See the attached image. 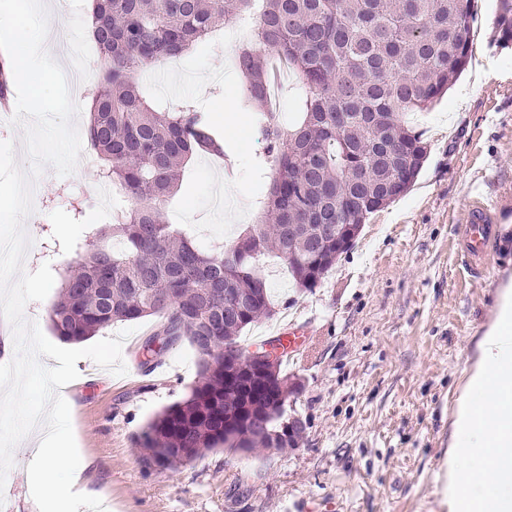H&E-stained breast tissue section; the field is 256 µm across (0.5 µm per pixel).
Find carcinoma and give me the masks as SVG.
<instances>
[{
  "label": "carcinoma",
  "mask_w": 512,
  "mask_h": 512,
  "mask_svg": "<svg viewBox=\"0 0 512 512\" xmlns=\"http://www.w3.org/2000/svg\"><path fill=\"white\" fill-rule=\"evenodd\" d=\"M476 0H93L92 35L103 60L86 138L104 164L99 178L131 207L101 230L103 245L78 246V268L64 277L49 320L55 334L82 342L115 322L159 319L145 337L140 366L186 338L203 357L213 346L237 357L242 333L274 315L257 270L265 255L280 259L295 286L311 291L336 264L309 252L320 224H364L403 195L427 157L424 134L404 120L439 102L471 57ZM496 42L512 45V0H497ZM254 18L236 68L257 113L274 171L264 219L243 232L250 249L228 261L237 244L201 250L166 222L182 169L197 155L224 153L207 113L187 104L158 111L139 78L157 63L210 45L231 19ZM288 67L302 90L299 120L283 124L268 108L269 63ZM376 160L367 185L355 183L360 162ZM248 301V319L224 307V289ZM295 383L276 369L224 384V363L198 368L188 395L152 418L137 436L142 460L176 470L219 448H271L286 433ZM246 408L249 434L224 429Z\"/></svg>",
  "instance_id": "cac0c4a2"
}]
</instances>
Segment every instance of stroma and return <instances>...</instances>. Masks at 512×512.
<instances>
[{
  "label": "stroma",
  "instance_id": "1",
  "mask_svg": "<svg viewBox=\"0 0 512 512\" xmlns=\"http://www.w3.org/2000/svg\"><path fill=\"white\" fill-rule=\"evenodd\" d=\"M88 0H67L50 12L65 31V74L99 52L87 27ZM496 0H477L475 44L483 54L430 109L407 122L425 132L429 157L411 188L373 214L353 248L313 291L296 290L287 268L271 256L260 275L275 307L252 324L246 343L260 347L289 323L301 324L305 345L282 371L301 384L287 415L301 419L296 447L250 454L217 449L178 470L145 466L136 446L144 425L181 401L194 381L199 355L188 340L170 348L151 371L138 348L157 326L148 317L125 335L126 375L90 359L62 392L71 410L85 488L78 512H448L437 475L476 345L495 316L499 288L512 280V47L495 36ZM237 46L218 35L209 51L152 68L151 97L178 108L191 101L223 114L225 159H191L182 187L166 209L198 246L231 244L259 223L272 171L262 166L264 142L249 125L255 108L243 97ZM99 159L83 149L75 172L45 168L32 194L24 229L31 240L25 271L50 263L62 281L75 245L95 242L112 222L100 198ZM494 218L481 264H471L459 234L472 210ZM14 449L0 496L12 512H47L29 450Z\"/></svg>",
  "mask_w": 512,
  "mask_h": 512
}]
</instances>
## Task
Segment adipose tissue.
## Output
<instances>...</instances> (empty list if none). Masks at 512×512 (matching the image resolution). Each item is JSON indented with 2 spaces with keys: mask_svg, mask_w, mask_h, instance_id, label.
I'll return each instance as SVG.
<instances>
[{
  "mask_svg": "<svg viewBox=\"0 0 512 512\" xmlns=\"http://www.w3.org/2000/svg\"><path fill=\"white\" fill-rule=\"evenodd\" d=\"M459 398L456 431L439 479L449 498L471 501L474 512H512V287L503 286L494 322ZM47 465L39 479L51 498L70 500L82 473L65 434L51 432L39 448ZM496 481H485L486 466Z\"/></svg>",
  "mask_w": 512,
  "mask_h": 512,
  "instance_id": "1",
  "label": "adipose tissue"
}]
</instances>
